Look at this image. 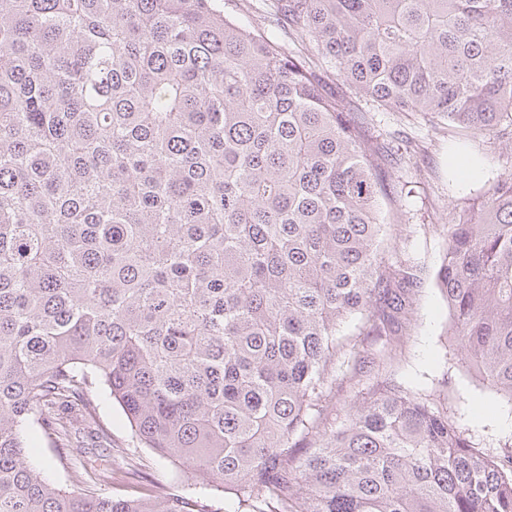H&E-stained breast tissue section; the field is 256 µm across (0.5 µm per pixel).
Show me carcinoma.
<instances>
[{"label": "carcinoma", "mask_w": 512, "mask_h": 512, "mask_svg": "<svg viewBox=\"0 0 512 512\" xmlns=\"http://www.w3.org/2000/svg\"><path fill=\"white\" fill-rule=\"evenodd\" d=\"M0 0V512H512V460L388 374L423 269L381 267V148L328 89L512 135V0ZM462 360L512 401V173L448 225ZM353 321L349 332L341 325ZM181 470L121 486L99 393ZM273 0H216L224 14L255 32H266L267 20ZM27 460L40 468L53 484L68 488L70 491L76 490V485L70 481L68 473L57 461L53 448L45 444L38 448H27Z\"/></svg>", "instance_id": "cac0c4a2"}]
</instances>
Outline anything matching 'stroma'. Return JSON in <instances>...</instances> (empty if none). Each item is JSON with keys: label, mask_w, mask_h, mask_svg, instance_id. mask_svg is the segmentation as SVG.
<instances>
[{"label": "stroma", "mask_w": 512, "mask_h": 512, "mask_svg": "<svg viewBox=\"0 0 512 512\" xmlns=\"http://www.w3.org/2000/svg\"><path fill=\"white\" fill-rule=\"evenodd\" d=\"M370 118L371 134L392 153L380 171L390 191L380 207L391 222L377 261L388 266L411 260L425 268V282L413 303V331L403 362L394 367L395 377L413 390L447 378L449 417L469 428L479 448L502 451L512 442V403L483 386L454 351L437 272L456 214L512 173V139L460 136L418 112H371ZM100 416L112 429L113 467L129 469L131 476L122 488L102 485L99 493L135 495L149 479L171 483L175 467L144 448L118 405L104 401Z\"/></svg>", "instance_id": "35a3bbf8"}]
</instances>
